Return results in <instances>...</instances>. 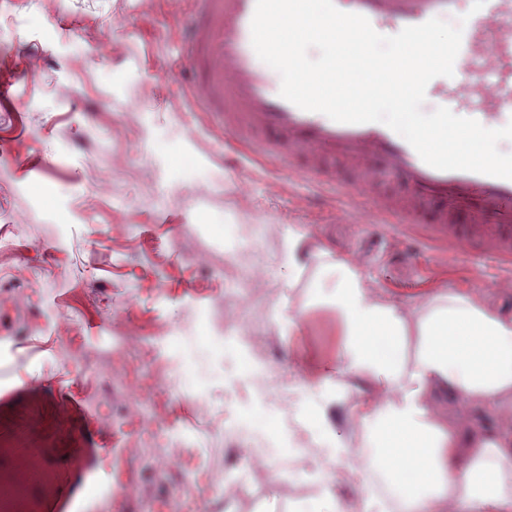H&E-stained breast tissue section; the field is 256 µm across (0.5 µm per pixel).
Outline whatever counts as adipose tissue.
I'll list each match as a JSON object with an SVG mask.
<instances>
[{"instance_id":"adipose-tissue-1","label":"adipose tissue","mask_w":512,"mask_h":512,"mask_svg":"<svg viewBox=\"0 0 512 512\" xmlns=\"http://www.w3.org/2000/svg\"><path fill=\"white\" fill-rule=\"evenodd\" d=\"M317 292L336 308L338 354L325 374L369 378L376 395L351 412L360 447L319 412L313 431L333 462L354 471L362 450L384 494L366 491L364 512H512V434L492 437L442 418L435 398L452 393L512 416V315L451 289L406 312L366 287L357 265L322 264Z\"/></svg>"}]
</instances>
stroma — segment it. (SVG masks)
<instances>
[{
	"instance_id": "35a3bbf8",
	"label": "stroma",
	"mask_w": 512,
	"mask_h": 512,
	"mask_svg": "<svg viewBox=\"0 0 512 512\" xmlns=\"http://www.w3.org/2000/svg\"><path fill=\"white\" fill-rule=\"evenodd\" d=\"M188 0H0V337L30 346L0 361V441L21 431L69 495L57 512H196L211 475L236 485L209 512H296L357 486L311 442L316 468L285 466L294 432L321 404L337 355L336 309L314 291L319 251L359 264L373 293L409 309L456 288L512 311L500 270L474 253L444 257L418 229L361 224L309 209L319 190L293 164L246 175L227 163L224 120L192 93ZM306 232L284 262L288 231ZM272 286L244 332L221 327L215 302L249 303L252 268ZM296 330H289V321ZM130 341L111 375L92 371L111 337ZM286 385L278 401L262 378ZM370 383L339 378L327 413L347 443L348 413ZM205 397L210 413L197 405ZM440 414L492 433L512 417L456 396ZM153 421L175 445L137 447ZM271 448L273 476L248 474L241 449Z\"/></svg>"
}]
</instances>
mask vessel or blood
Returning <instances> with one entry per match:
<instances>
[{"label": "vessel or blood", "instance_id": "1", "mask_svg": "<svg viewBox=\"0 0 512 512\" xmlns=\"http://www.w3.org/2000/svg\"><path fill=\"white\" fill-rule=\"evenodd\" d=\"M200 16L189 60L202 76L200 96L224 114V133L264 169L286 156L299 176L330 185L349 180L344 196L364 208L367 224L424 226L443 255L478 253L512 266V179L435 169L399 134L379 122L347 124L305 111L281 97L272 69L251 40L256 0H194ZM368 18L380 34L431 18L454 19L459 0H334ZM439 92L460 117L489 129L512 122V0H486L462 31L453 77H437Z\"/></svg>", "mask_w": 512, "mask_h": 512}]
</instances>
